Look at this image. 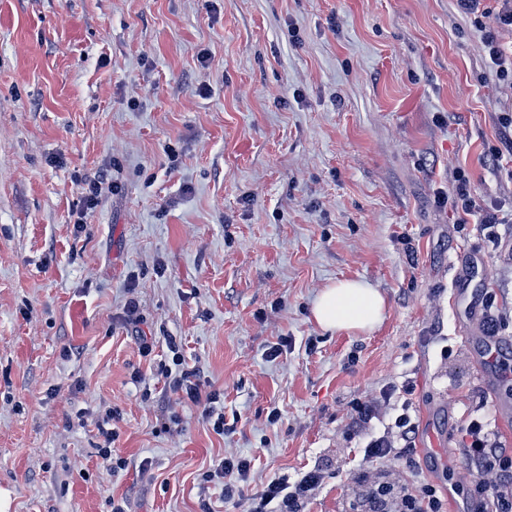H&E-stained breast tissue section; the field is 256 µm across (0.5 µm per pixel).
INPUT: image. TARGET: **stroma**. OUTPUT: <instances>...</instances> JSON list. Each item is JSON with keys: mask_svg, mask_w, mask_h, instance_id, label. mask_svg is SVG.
Listing matches in <instances>:
<instances>
[{"mask_svg": "<svg viewBox=\"0 0 512 512\" xmlns=\"http://www.w3.org/2000/svg\"><path fill=\"white\" fill-rule=\"evenodd\" d=\"M506 112L455 0H0V512H245L202 480L230 455L255 491L324 467L305 512H352L365 472L465 512L459 425L488 413L512 448V381L467 339L473 296L512 309V223L490 242L434 193L461 168L512 211ZM85 179L110 190L78 229ZM360 278L383 322L321 328ZM169 336L225 435L169 388ZM387 389L416 446L369 463L354 405ZM384 297L363 279L340 280L325 288L313 307L325 330H372L383 318ZM96 426L99 435L103 438V445L97 448L102 465L110 472H115L116 469H124L128 465L127 459L112 454L114 452L112 450V442L117 434L114 428H112V413L106 412L101 420H97Z\"/></svg>", "mask_w": 512, "mask_h": 512, "instance_id": "obj_1", "label": "stroma"}]
</instances>
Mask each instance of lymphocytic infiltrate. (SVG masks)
<instances>
[{
	"instance_id": "lymphocytic-infiltrate-1",
	"label": "lymphocytic infiltrate",
	"mask_w": 512,
	"mask_h": 512,
	"mask_svg": "<svg viewBox=\"0 0 512 512\" xmlns=\"http://www.w3.org/2000/svg\"><path fill=\"white\" fill-rule=\"evenodd\" d=\"M458 12L470 18L481 34L486 61L498 81L512 86V47L501 38L502 31H512V0H499L496 14L481 9V0H455ZM460 223L475 219L482 229L492 230L502 219L497 209L479 204L464 172H457L451 200ZM176 368L172 384L194 405L216 434L225 431L224 412L219 409V391H203L195 370L184 364L179 346L169 343ZM391 391H383L379 399L362 401L355 407L353 426L365 434L364 455L370 459L403 456L414 443L417 426L410 415L409 403L397 407L383 431L374 433L370 424L381 404L389 403ZM462 454L471 464L470 495L472 512H512V448L506 447L485 418H466L461 424ZM251 461L245 457H227L203 475L204 482L219 481L225 498L245 497L247 512H303L305 501L323 482L324 470L314 467L296 479L282 475L270 480L260 492L248 496L244 488L249 482ZM438 489L430 483L394 490L381 483L372 485L359 503V512H444Z\"/></svg>"
}]
</instances>
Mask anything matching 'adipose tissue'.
<instances>
[{"instance_id": "obj_1", "label": "adipose tissue", "mask_w": 512, "mask_h": 512, "mask_svg": "<svg viewBox=\"0 0 512 512\" xmlns=\"http://www.w3.org/2000/svg\"><path fill=\"white\" fill-rule=\"evenodd\" d=\"M384 310V297L369 282L340 280L321 293L313 316L327 330L366 332L382 320Z\"/></svg>"}]
</instances>
